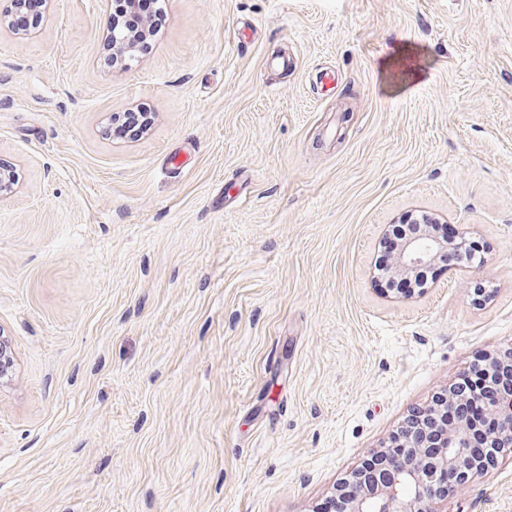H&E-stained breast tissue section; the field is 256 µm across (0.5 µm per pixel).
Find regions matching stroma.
Listing matches in <instances>:
<instances>
[{
  "label": "stroma",
  "mask_w": 512,
  "mask_h": 512,
  "mask_svg": "<svg viewBox=\"0 0 512 512\" xmlns=\"http://www.w3.org/2000/svg\"><path fill=\"white\" fill-rule=\"evenodd\" d=\"M159 4L122 69L111 0L0 24V512H314L512 343V0ZM415 210L486 261L383 293ZM438 508L512 512V454Z\"/></svg>",
  "instance_id": "1"
}]
</instances>
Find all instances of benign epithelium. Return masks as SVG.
Instances as JSON below:
<instances>
[{
  "mask_svg": "<svg viewBox=\"0 0 512 512\" xmlns=\"http://www.w3.org/2000/svg\"><path fill=\"white\" fill-rule=\"evenodd\" d=\"M107 32L121 61L134 57V35L112 22ZM15 171L0 164V197L11 194ZM455 241H442L422 232L404 239L392 262V273L405 276L451 261ZM479 367L497 396L474 392L463 401L481 407V415H458L441 421L453 398L450 388L436 393L412 411L371 455L380 460L372 470L357 469L348 488L337 486L327 497L328 509L314 512H439L436 505L463 490L472 478L493 466L498 454L512 447V346L482 356Z\"/></svg>",
  "mask_w": 512,
  "mask_h": 512,
  "instance_id": "benign-epithelium-1",
  "label": "benign epithelium"
}]
</instances>
